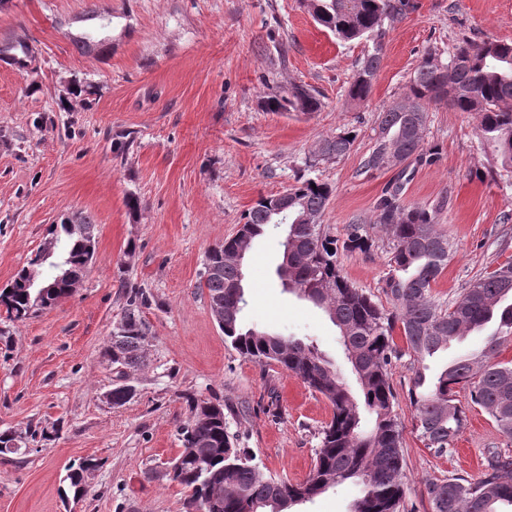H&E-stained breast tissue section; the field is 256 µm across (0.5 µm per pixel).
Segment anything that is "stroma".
<instances>
[{
  "mask_svg": "<svg viewBox=\"0 0 512 512\" xmlns=\"http://www.w3.org/2000/svg\"><path fill=\"white\" fill-rule=\"evenodd\" d=\"M388 27L366 102L347 96L371 45L340 41L304 0H8L0 38L27 42L26 69L0 62V286L76 211L95 224L96 250L73 296L22 320L0 307V431L34 427L50 440L0 454V512H182L185 493L167 469L180 449L187 396L224 404L238 448L274 476L303 480L331 417L329 403L282 368L244 359L212 317L198 287L207 251L233 236L259 197L307 176L329 184L322 216L337 237L365 224L367 253H344V275L387 304L383 279L392 240L376 223L388 183L403 205L439 208L454 244L434 286L449 302L486 267L512 257V175L492 177L474 113L429 109V164L363 172L379 115L403 97L422 57L462 42L512 44V0H412ZM111 16L107 55L79 52L69 39L89 9ZM92 85L81 101L69 83ZM314 90L319 112H266L263 97L293 86ZM343 129L345 156L307 167L314 145ZM132 139L118 151L116 134ZM139 202L137 210L128 198ZM281 230L269 226L246 268V326L316 341L349 373L335 326L321 309L284 292L276 274ZM143 290L151 336L147 364L130 375L137 392L113 406L119 381L100 356L131 289ZM409 357L394 361L391 384L403 427L405 512H430L427 482L475 478L490 448L512 449L477 408L453 453L438 455L415 429ZM99 461L81 499L67 497L70 464Z\"/></svg>",
  "mask_w": 512,
  "mask_h": 512,
  "instance_id": "35a3bbf8",
  "label": "stroma"
}]
</instances>
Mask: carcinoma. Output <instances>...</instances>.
Segmentation results:
<instances>
[{"label": "carcinoma", "mask_w": 512, "mask_h": 512, "mask_svg": "<svg viewBox=\"0 0 512 512\" xmlns=\"http://www.w3.org/2000/svg\"><path fill=\"white\" fill-rule=\"evenodd\" d=\"M313 19L337 39L367 40L372 50L365 56L348 89L349 98L364 102L372 92L379 70L386 26L401 20L409 0H307ZM86 21L96 27L70 34L82 53L104 54L109 28L94 11ZM435 54L419 62L404 96L381 114L375 143L363 161L366 172L389 168L392 150L407 160L426 157L423 132L428 107L447 87V100L458 112L477 115L478 131L493 148V165L512 173V44L488 39L480 44L455 47L444 68L432 62ZM33 61L31 50L20 39L0 40V62L26 68ZM267 112L313 113L321 102L296 88L262 101ZM355 138L348 131L319 140L309 162L338 159L350 151ZM400 186L387 189L378 205L376 223L390 229L393 250L385 277V295L392 304L386 311L370 295L355 288L343 275L339 251L365 253L373 239L364 224H350L346 238L338 240L319 223L333 189L314 179H299L286 189L288 219L277 275L285 290L324 310L337 329L340 343L354 373L363 400H358L331 361L312 342L244 328L241 312L246 305L244 270L226 257L240 245L252 248L267 227L280 224L261 197L243 215L241 237L230 238L211 248L204 267L217 274L201 277L209 306H224V340L245 359L260 366L277 365L299 378L324 397L332 409L322 427L314 463L305 480L291 483L265 474L255 457L235 447L228 432L224 407L207 399H186L189 415L180 429L182 448L172 462L170 480L186 490L185 512H294L348 480L362 485V494L352 512H401L404 500L401 428L396 416L395 394L390 383L393 361L412 359L410 403L416 412V429L438 454L453 450L467 421L459 400L483 410L505 436L512 438V361L496 360L502 339L512 336V261L486 268L470 281L454 300L439 303L432 284L448 266L451 244L437 230L438 208L405 207L399 201ZM78 224L83 233L73 234ZM90 215L76 212L52 226L43 243L39 274L22 267L0 292V306L8 317L21 320L56 306L69 297L88 270L86 243L94 239ZM144 293L126 292V323L113 330L102 358L119 369L124 382L112 388L115 404L134 397V385L126 382L129 371L145 365L149 326L142 319ZM496 324L487 346L478 352L458 355L438 375L427 378L426 359L448 350V345ZM402 344H397L394 334ZM91 459L68 468L66 479L74 496L85 490L86 474L97 468ZM431 512H502L512 506V454L499 448L485 453L479 477L453 475L426 484Z\"/></svg>", "instance_id": "cac0c4a2"}]
</instances>
